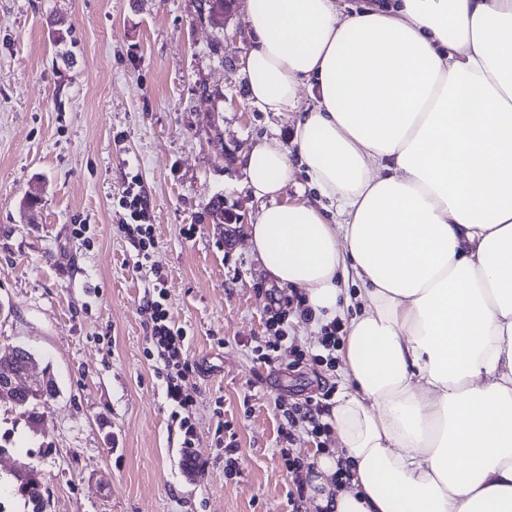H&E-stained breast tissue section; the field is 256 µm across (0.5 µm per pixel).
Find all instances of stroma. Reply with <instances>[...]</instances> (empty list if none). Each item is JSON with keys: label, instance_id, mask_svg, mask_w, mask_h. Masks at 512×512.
Here are the masks:
<instances>
[{"label": "stroma", "instance_id": "35a3bbf8", "mask_svg": "<svg viewBox=\"0 0 512 512\" xmlns=\"http://www.w3.org/2000/svg\"><path fill=\"white\" fill-rule=\"evenodd\" d=\"M250 45L241 9L221 33L197 22L195 0H0V345L34 352L58 387L33 429L0 398L5 512H25L14 475L33 467L46 512H317L283 451L308 463L336 439L284 411L331 401L342 378L298 315L302 289L276 284L247 242L257 205L243 155L290 142L293 125L251 104ZM133 175L197 367L191 468L146 354L145 277L119 231ZM217 195L233 223L211 216ZM269 342L270 362L258 353Z\"/></svg>", "mask_w": 512, "mask_h": 512}]
</instances>
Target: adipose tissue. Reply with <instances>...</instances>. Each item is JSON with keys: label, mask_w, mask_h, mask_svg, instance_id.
<instances>
[{"label": "adipose tissue", "mask_w": 512, "mask_h": 512, "mask_svg": "<svg viewBox=\"0 0 512 512\" xmlns=\"http://www.w3.org/2000/svg\"><path fill=\"white\" fill-rule=\"evenodd\" d=\"M243 9L250 100L297 114L244 156L249 244L346 322L315 505L512 512V0ZM300 174L317 198L285 197Z\"/></svg>", "instance_id": "obj_1"}]
</instances>
